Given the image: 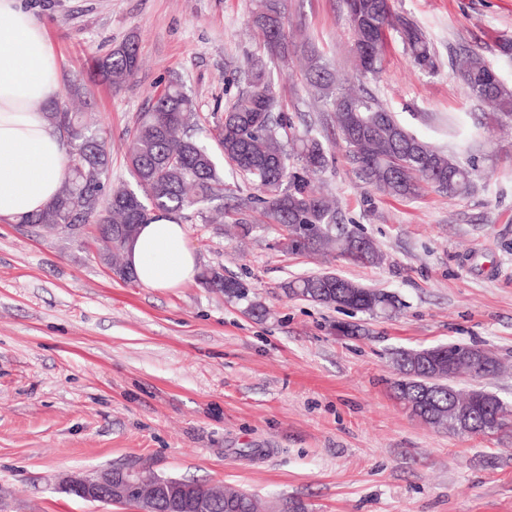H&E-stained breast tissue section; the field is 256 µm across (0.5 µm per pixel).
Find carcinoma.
<instances>
[{"instance_id": "1", "label": "carcinoma", "mask_w": 512, "mask_h": 512, "mask_svg": "<svg viewBox=\"0 0 512 512\" xmlns=\"http://www.w3.org/2000/svg\"><path fill=\"white\" fill-rule=\"evenodd\" d=\"M251 21L262 39L263 51L271 60L290 57L283 0H251ZM352 34V50L358 61L359 77L377 76L382 69L388 38L395 34L411 63L424 70L435 68L432 44L412 20L396 13L392 0H343ZM304 75L319 101L330 112V120L345 144L351 163L370 187L406 200L419 198L427 189L450 197H466L480 175L472 162L461 163L408 131L366 89L354 90L348 80L314 51L303 55ZM453 67L465 93L476 101L479 113L473 127L488 130L512 118V89L472 50L456 54ZM139 68L138 50L129 41L105 56L91 59V71L102 81L119 87L130 81ZM246 86L221 112H214L216 147L187 135L195 119L196 102L181 79H168L161 94L147 111L140 113L126 138L125 159L135 188L114 187L107 180L112 162L110 146L102 132L89 127L84 113L68 103L45 109V117L69 146L72 161L63 176L57 196L42 211L27 215L21 224H104L112 240V274L125 281L136 279L126 265L125 250L132 237L127 227L138 231L157 214L204 224L231 223L246 233L249 227L231 213L260 209L269 224L281 228L282 252L288 254L328 251L360 264H380L384 255L363 233L342 223L338 209L313 185L308 175L322 173L331 165L330 149L313 129L296 128L293 117L278 102L265 62L254 59L245 70ZM229 165L256 193L239 198L234 211L224 206V172L219 160ZM345 299L336 300L335 283ZM206 288H215L229 298L242 300L248 286L240 279L207 269L200 276ZM283 293L308 295V301L334 308L341 303L357 313L374 315L395 310L398 299L389 292L366 288L332 271L298 277L281 285ZM420 352L393 353L400 378L393 391L409 385L429 390L427 413L419 420L456 431L449 406L468 408V392L448 389V380H423L415 384L412 371L422 369ZM500 369L498 359L484 357L460 369L474 379H485ZM208 512H257L255 499L242 491L224 489V495L205 485Z\"/></svg>"}]
</instances>
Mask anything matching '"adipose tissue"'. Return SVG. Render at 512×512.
Segmentation results:
<instances>
[{
    "label": "adipose tissue",
    "mask_w": 512,
    "mask_h": 512,
    "mask_svg": "<svg viewBox=\"0 0 512 512\" xmlns=\"http://www.w3.org/2000/svg\"><path fill=\"white\" fill-rule=\"evenodd\" d=\"M62 94L42 26L19 0H0V219L39 212L56 196L67 145L37 107ZM147 288L169 291L198 275L183 224L159 215L126 252Z\"/></svg>",
    "instance_id": "obj_1"
}]
</instances>
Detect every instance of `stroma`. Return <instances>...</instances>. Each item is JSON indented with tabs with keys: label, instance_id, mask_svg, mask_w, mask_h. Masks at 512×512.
<instances>
[{
	"label": "stroma",
	"instance_id": "35a3bbf8",
	"mask_svg": "<svg viewBox=\"0 0 512 512\" xmlns=\"http://www.w3.org/2000/svg\"><path fill=\"white\" fill-rule=\"evenodd\" d=\"M42 23L60 82H83L109 138L113 185L131 183L125 140L170 77L208 115L241 87L261 50L249 0H22ZM298 47L352 74L342 0H285ZM428 35L436 70L397 38L367 86L417 136L448 150L450 118L477 111L454 72L472 49L512 86V0H395ZM140 68L120 89L87 61L128 40ZM281 101L334 160L321 176L345 223L371 237L376 266L285 254L276 225L185 222L200 268L244 281L245 300L193 281L159 291L123 282L94 235L70 239L0 220V507L5 512H134L88 502L61 481L134 463L158 476L230 485L306 512H512V429H433L394 396L397 349L486 348L501 361L483 389L512 404V126L484 133L474 191L415 200L357 175L328 112L294 65L275 64ZM333 271L396 295L390 314L347 313L283 295L285 281ZM267 308L255 316L251 303ZM362 325V336L332 327Z\"/></svg>",
	"mask_w": 512,
	"mask_h": 512
}]
</instances>
